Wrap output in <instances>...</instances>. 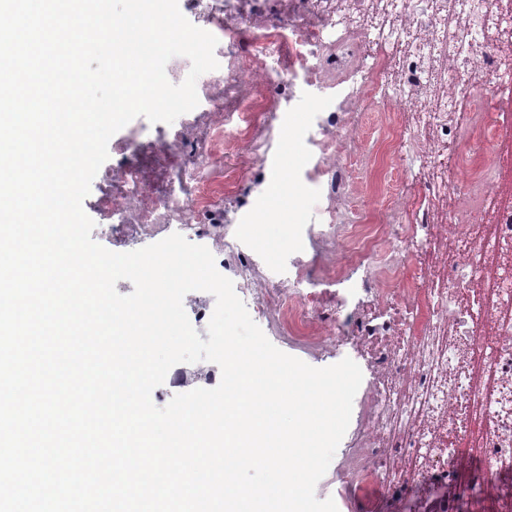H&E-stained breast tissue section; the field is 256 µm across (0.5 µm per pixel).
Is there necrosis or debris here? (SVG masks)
<instances>
[{"label":"necrosis or debris","instance_id":"obj_1","mask_svg":"<svg viewBox=\"0 0 512 512\" xmlns=\"http://www.w3.org/2000/svg\"><path fill=\"white\" fill-rule=\"evenodd\" d=\"M216 36L187 126L137 123L94 200L116 224L224 214L264 168L297 103L322 113L304 176L322 244L316 271L274 278L246 262L241 298L261 322L363 379L349 449L328 479L338 512L384 497L417 512H512V0H183ZM469 107L467 123L457 113ZM415 115L405 123L404 113ZM387 130L356 149L366 119ZM396 163L425 191L363 207Z\"/></svg>","mask_w":512,"mask_h":512}]
</instances>
